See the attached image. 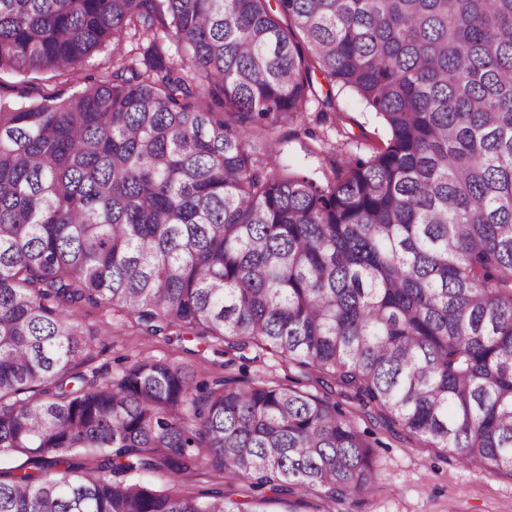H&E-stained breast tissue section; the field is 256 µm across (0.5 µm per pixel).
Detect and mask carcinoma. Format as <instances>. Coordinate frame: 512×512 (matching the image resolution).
Here are the masks:
<instances>
[{"instance_id":"cac0c4a2","label":"carcinoma","mask_w":512,"mask_h":512,"mask_svg":"<svg viewBox=\"0 0 512 512\" xmlns=\"http://www.w3.org/2000/svg\"><path fill=\"white\" fill-rule=\"evenodd\" d=\"M132 40L63 100L0 95V458L34 459L0 512L349 504L376 469L336 396L512 474V0H0V73ZM338 90L387 142L322 179L281 164L278 123ZM83 304L325 395L156 359L90 381ZM202 465L246 495L183 494ZM288 502L292 504V508L298 512H317V511H329V512H343V507L327 503L321 498L315 495L300 496L296 494L288 497L284 502H273L265 506V510L271 512H281L288 510Z\"/></svg>"}]
</instances>
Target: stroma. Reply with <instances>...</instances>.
I'll return each mask as SVG.
<instances>
[{"instance_id":"obj_1","label":"stroma","mask_w":512,"mask_h":512,"mask_svg":"<svg viewBox=\"0 0 512 512\" xmlns=\"http://www.w3.org/2000/svg\"><path fill=\"white\" fill-rule=\"evenodd\" d=\"M337 106L332 125L311 117L304 134L297 133L295 124L279 125L280 162L318 177L332 160L341 161L386 142L388 130L381 117L353 94L338 92ZM318 138L335 143V153L315 146ZM79 315L86 326L83 338L92 346L79 369L100 382L140 359L175 364L198 381L226 376L293 385L301 379L298 371L269 355L245 366L225 354L223 343L217 341L205 347L187 340L145 336L134 323L116 324L110 313L92 305L82 306ZM344 409L370 432L375 445L378 481L373 493L347 510L310 494L270 503L268 512H512V473L469 469L445 449L431 447L398 427L371 419L356 404L345 403Z\"/></svg>"}]
</instances>
